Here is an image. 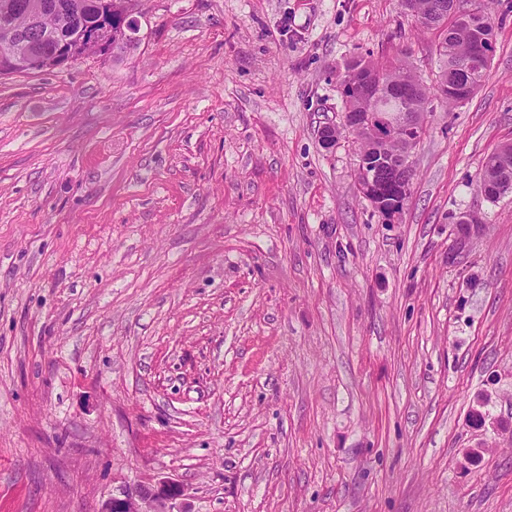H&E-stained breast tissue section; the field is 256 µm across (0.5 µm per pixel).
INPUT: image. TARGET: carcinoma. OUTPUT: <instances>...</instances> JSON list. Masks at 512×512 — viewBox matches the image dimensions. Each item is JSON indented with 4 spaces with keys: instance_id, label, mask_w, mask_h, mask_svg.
Masks as SVG:
<instances>
[{
    "instance_id": "cac0c4a2",
    "label": "carcinoma",
    "mask_w": 512,
    "mask_h": 512,
    "mask_svg": "<svg viewBox=\"0 0 512 512\" xmlns=\"http://www.w3.org/2000/svg\"><path fill=\"white\" fill-rule=\"evenodd\" d=\"M13 6L12 22L18 31L16 51L25 50L31 44L49 46L54 37L76 31L81 27L94 26L99 20V0H40L45 5L41 21L30 22V4L34 0H0ZM453 0H401L403 13L423 29H443V39L437 49L439 81L437 87L446 103L454 105L459 100L452 89L473 80L482 86L488 76L495 51V26L488 12L482 15V35L486 55L479 63L468 66L469 34L465 23L452 13ZM346 68H358L361 73L380 72L388 82L387 90H379L376 97L366 96L357 87L347 88L341 95L347 112H374L390 117L396 112H413L424 119L428 111L430 89L422 78L406 62H379L363 57H353ZM491 174L500 180L497 195L512 191V145L500 149L491 156ZM378 183L386 199L393 198L398 184L396 170L391 165L379 169Z\"/></svg>"
}]
</instances>
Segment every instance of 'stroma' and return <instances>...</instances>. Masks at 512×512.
<instances>
[{"instance_id": "35a3bbf8", "label": "stroma", "mask_w": 512, "mask_h": 512, "mask_svg": "<svg viewBox=\"0 0 512 512\" xmlns=\"http://www.w3.org/2000/svg\"><path fill=\"white\" fill-rule=\"evenodd\" d=\"M138 9L123 58L0 77V512L163 480L174 512H512V193L477 187L512 0L396 224L320 132L350 58L435 85L438 31L399 0Z\"/></svg>"}]
</instances>
